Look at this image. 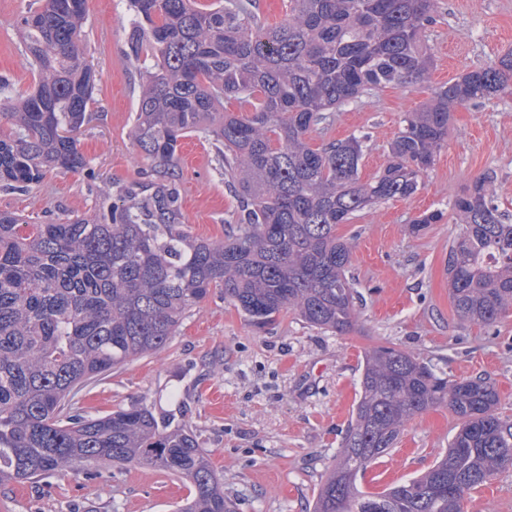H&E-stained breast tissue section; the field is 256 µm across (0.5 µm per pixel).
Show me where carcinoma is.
I'll return each mask as SVG.
<instances>
[{
	"label": "carcinoma",
	"mask_w": 512,
	"mask_h": 512,
	"mask_svg": "<svg viewBox=\"0 0 512 512\" xmlns=\"http://www.w3.org/2000/svg\"><path fill=\"white\" fill-rule=\"evenodd\" d=\"M87 0H44L20 21L38 80L10 96L0 132V189L30 188L50 170L87 166L74 134L94 101L85 58ZM254 0H129L135 57L151 61L133 123L147 169L112 202L65 224H21L0 212V484L88 466L142 465L188 480L179 512H234L197 437L146 404L87 416L74 399L92 380L165 348L212 288L264 328L284 311L346 333L356 323L351 245L337 237L368 207L419 191L448 139L450 112L512 91V53L436 89L410 112L372 180L365 138L312 147L308 133L364 95L405 87L432 65L420 46L437 0H290L288 17L259 21ZM240 113L224 112V102ZM222 145L239 199L222 241L182 224L180 141ZM460 232L448 244L450 296L461 318L491 326L512 311V224L489 174L455 197ZM488 375L450 380L420 355L365 353L359 399L336 465L312 512H461L495 472L512 467V423L498 416ZM436 407L459 421L426 472L382 492L362 490L369 467L405 425Z\"/></svg>",
	"instance_id": "carcinoma-1"
}]
</instances>
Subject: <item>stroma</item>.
Masks as SVG:
<instances>
[{"instance_id":"obj_1","label":"stroma","mask_w":512,"mask_h":512,"mask_svg":"<svg viewBox=\"0 0 512 512\" xmlns=\"http://www.w3.org/2000/svg\"><path fill=\"white\" fill-rule=\"evenodd\" d=\"M41 0H0V79L20 95L35 75L17 38L21 16ZM127 0H87L84 46L97 71L94 102L78 135L88 169L51 171L30 189L0 190V212L31 224H61L91 215L114 186L143 181L145 161L132 139L144 70L131 51ZM423 46L433 64L417 82L362 96L318 126L309 142L367 135L361 180L385 165L407 113L468 71L512 51V0H438ZM185 229L224 239L238 207L225 185L211 141L193 135L179 150ZM494 173L501 210L512 214V96L456 108L448 140L424 184L408 199L358 213L337 233L353 244L349 275L359 315L346 334L320 330L288 312L263 328L225 302L221 289L192 307L162 350L88 384L78 395L96 415L146 403L197 435L237 512H311L313 500L347 430L360 390L366 350L393 345L419 354L448 379L490 375L498 411L512 422V312L494 326L463 320L448 293V243L458 232L451 202ZM442 219L423 231L410 222L426 211ZM458 427L445 407L417 415L397 448L369 468L362 487L379 492L427 471ZM193 491L189 481L157 469L94 467L41 482L0 485V512H175ZM462 512H512V467L496 472L462 502Z\"/></svg>"}]
</instances>
